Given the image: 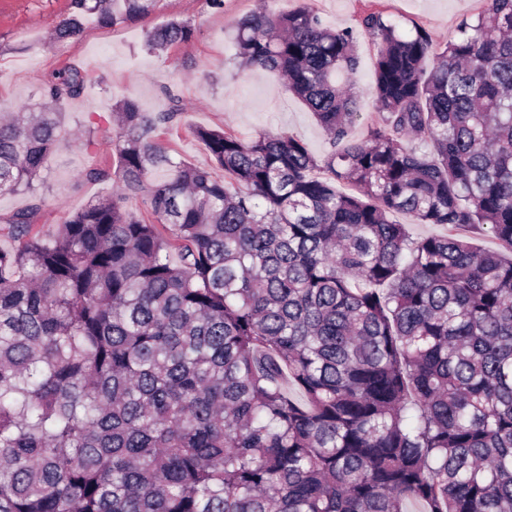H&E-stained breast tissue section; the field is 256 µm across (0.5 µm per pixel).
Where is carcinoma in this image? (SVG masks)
<instances>
[{
    "instance_id": "obj_1",
    "label": "carcinoma",
    "mask_w": 512,
    "mask_h": 512,
    "mask_svg": "<svg viewBox=\"0 0 512 512\" xmlns=\"http://www.w3.org/2000/svg\"><path fill=\"white\" fill-rule=\"evenodd\" d=\"M158 2L71 0L53 41ZM483 3L439 53L363 17L358 140L353 31L260 0L235 56L282 75L330 150L194 129L221 179L171 156L174 114L121 98L111 162L82 172L115 189L49 235L36 182L89 76L0 115V194L33 198L0 215V512H512V0ZM193 35L170 18L147 46Z\"/></svg>"
}]
</instances>
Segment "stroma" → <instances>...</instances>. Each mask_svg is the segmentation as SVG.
I'll list each match as a JSON object with an SVG mask.
<instances>
[{
    "instance_id": "35a3bbf8",
    "label": "stroma",
    "mask_w": 512,
    "mask_h": 512,
    "mask_svg": "<svg viewBox=\"0 0 512 512\" xmlns=\"http://www.w3.org/2000/svg\"><path fill=\"white\" fill-rule=\"evenodd\" d=\"M259 0H160L155 14L117 27L87 21L81 35L62 44L50 36L70 12V0H0V113L40 102L44 83L67 65L85 70L92 82L84 97L70 100L62 116L67 141L49 156L36 194L44 199L38 227L47 232L83 207L88 198L111 192V182H89L83 170L103 164L113 153L109 120L118 99L136 100L150 113L181 107L179 121L163 141L173 157L211 167L196 127H221L249 138L267 131L302 140L315 156L329 148L328 136L308 108L266 70L244 71L234 62V24L251 14ZM333 28L356 31L360 64L355 91L361 114L351 135L364 139L376 119L371 88L375 47L359 21L382 12L402 32L425 28L443 46L463 18L474 17L481 0H310ZM176 17L194 27L193 39L156 55L146 48L148 31Z\"/></svg>"
}]
</instances>
